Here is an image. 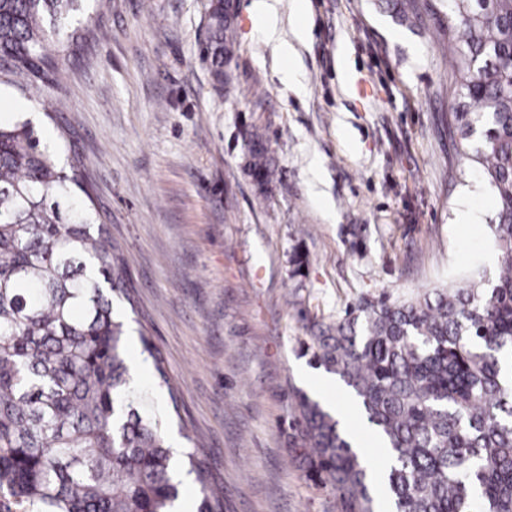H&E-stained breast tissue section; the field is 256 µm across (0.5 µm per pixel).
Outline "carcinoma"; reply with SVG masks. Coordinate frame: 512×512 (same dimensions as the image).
<instances>
[{"instance_id":"cac0c4a2","label":"carcinoma","mask_w":512,"mask_h":512,"mask_svg":"<svg viewBox=\"0 0 512 512\" xmlns=\"http://www.w3.org/2000/svg\"><path fill=\"white\" fill-rule=\"evenodd\" d=\"M81 0H0V86L36 93L60 72L51 43ZM458 98L448 127L496 198L495 278L409 299L361 297L310 326L305 354L351 390L389 456L395 512H512V0H447ZM400 17L420 0H398ZM204 58L217 83L234 17L210 0ZM248 170L273 175L258 135ZM77 167H59L26 119L0 123V512H174L180 483L162 420L134 396L112 295L129 297L110 228L75 204ZM157 377L169 383L152 342ZM300 455L345 512H374L370 463L335 417L303 396ZM198 512H224L203 449L187 454Z\"/></svg>"}]
</instances>
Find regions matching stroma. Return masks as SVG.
<instances>
[{
  "instance_id": "35a3bbf8",
  "label": "stroma",
  "mask_w": 512,
  "mask_h": 512,
  "mask_svg": "<svg viewBox=\"0 0 512 512\" xmlns=\"http://www.w3.org/2000/svg\"><path fill=\"white\" fill-rule=\"evenodd\" d=\"M209 0H84L89 38L29 105L61 167L80 163L98 222L110 225L132 301L133 390L173 445L197 439L224 486V512H341L325 475L300 462L299 398L349 402L343 428L370 461L382 451L344 383L302 352L305 324L331 322L363 294L410 296L494 277L496 200L448 137L456 100L435 15L400 20L389 0H307L297 42L291 0L277 34L236 0V49L216 84L202 57ZM294 46L301 85L283 78ZM274 174L258 187L246 141ZM469 210L471 223L458 216ZM301 247L306 276L290 277ZM150 336L170 384L142 355ZM179 418H171L172 406Z\"/></svg>"
}]
</instances>
